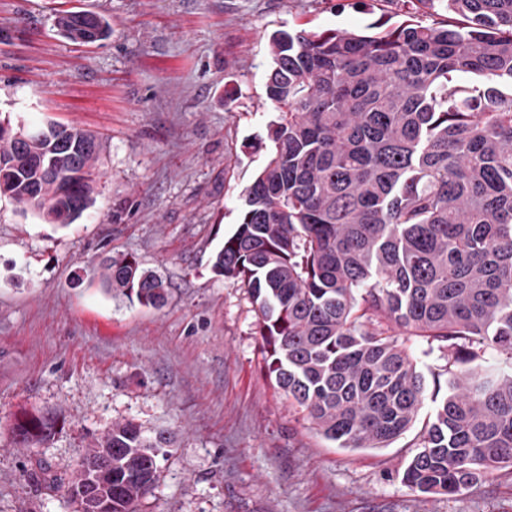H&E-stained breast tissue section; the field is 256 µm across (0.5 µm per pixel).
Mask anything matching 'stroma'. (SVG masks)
I'll list each match as a JSON object with an SVG mask.
<instances>
[{
	"label": "stroma",
	"mask_w": 512,
	"mask_h": 512,
	"mask_svg": "<svg viewBox=\"0 0 512 512\" xmlns=\"http://www.w3.org/2000/svg\"><path fill=\"white\" fill-rule=\"evenodd\" d=\"M104 15L79 45L55 14ZM438 22L410 0H0V121L101 134L94 207L44 223L0 196V512H71L65 487L116 422L173 440L142 512H512V468L456 495L402 481L423 426L385 448L325 439L265 373L245 288L213 259L267 156V39L302 26L361 30L381 16ZM162 276L161 309L106 292L108 251ZM66 423L38 448L15 415Z\"/></svg>",
	"instance_id": "1"
}]
</instances>
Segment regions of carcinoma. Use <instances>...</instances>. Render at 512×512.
<instances>
[{
    "label": "carcinoma",
    "instance_id": "carcinoma-1",
    "mask_svg": "<svg viewBox=\"0 0 512 512\" xmlns=\"http://www.w3.org/2000/svg\"><path fill=\"white\" fill-rule=\"evenodd\" d=\"M414 2L460 21L424 26L409 14L372 33L298 26L269 37L278 119L213 269L246 288L268 375L325 439L385 448L436 401L402 481L449 496L512 468V0ZM56 28L74 42L110 33L93 12H64ZM101 149L76 125L0 133V194L71 224L94 204ZM100 280L143 306L167 299L129 254L104 258ZM400 336L443 354L434 393ZM485 346L492 364L478 362ZM59 425L22 411L12 433L35 448ZM168 445L115 423L83 456L107 469L80 467L68 486L138 512Z\"/></svg>",
    "mask_w": 512,
    "mask_h": 512
}]
</instances>
